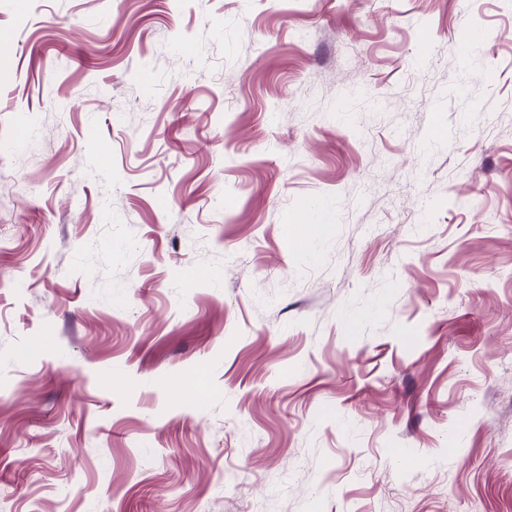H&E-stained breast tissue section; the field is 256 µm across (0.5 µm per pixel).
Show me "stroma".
Here are the masks:
<instances>
[{"label":"stroma","mask_w":512,"mask_h":512,"mask_svg":"<svg viewBox=\"0 0 512 512\" xmlns=\"http://www.w3.org/2000/svg\"><path fill=\"white\" fill-rule=\"evenodd\" d=\"M0 34V512H512V0Z\"/></svg>","instance_id":"1"}]
</instances>
